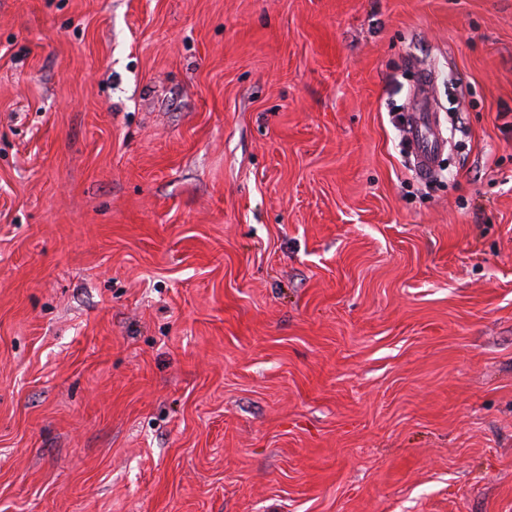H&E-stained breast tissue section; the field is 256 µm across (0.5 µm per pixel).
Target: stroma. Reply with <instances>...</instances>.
I'll return each mask as SVG.
<instances>
[{"label": "stroma", "instance_id": "1", "mask_svg": "<svg viewBox=\"0 0 512 512\" xmlns=\"http://www.w3.org/2000/svg\"><path fill=\"white\" fill-rule=\"evenodd\" d=\"M0 512H512V0H0ZM411 92L412 110L408 115L407 138L415 158L416 172L422 177L429 176L437 166L439 156L451 151L453 142L441 137L435 131L436 100L433 96L435 78L426 69Z\"/></svg>", "mask_w": 512, "mask_h": 512}]
</instances>
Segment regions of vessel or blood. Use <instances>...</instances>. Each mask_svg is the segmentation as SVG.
Instances as JSON below:
<instances>
[{
	"instance_id": "b4317fda",
	"label": "vessel or blood",
	"mask_w": 512,
	"mask_h": 512,
	"mask_svg": "<svg viewBox=\"0 0 512 512\" xmlns=\"http://www.w3.org/2000/svg\"><path fill=\"white\" fill-rule=\"evenodd\" d=\"M434 83L433 74L429 70H422L420 79L411 92L412 110L408 114L407 138L415 158V169L424 177L434 171L439 156L448 146L447 139L435 131Z\"/></svg>"
}]
</instances>
